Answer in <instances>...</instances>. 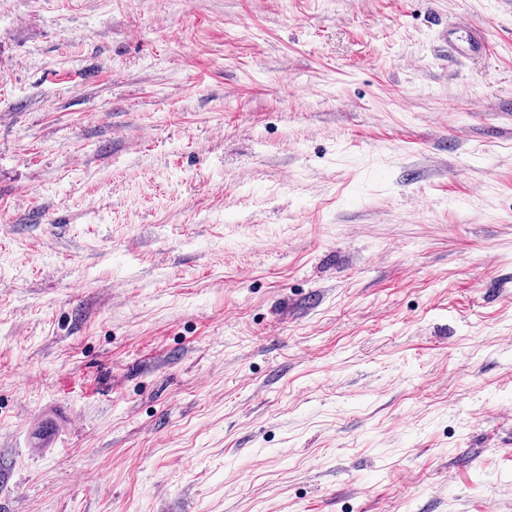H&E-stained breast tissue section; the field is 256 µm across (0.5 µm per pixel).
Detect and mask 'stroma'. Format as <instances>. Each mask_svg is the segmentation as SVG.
Here are the masks:
<instances>
[{
    "mask_svg": "<svg viewBox=\"0 0 512 512\" xmlns=\"http://www.w3.org/2000/svg\"><path fill=\"white\" fill-rule=\"evenodd\" d=\"M0 512H512V0H0ZM464 34V35H463ZM443 39L453 45L461 54H473L486 50L487 44L481 35V29L465 21H459L453 28H446Z\"/></svg>",
    "mask_w": 512,
    "mask_h": 512,
    "instance_id": "stroma-1",
    "label": "stroma"
}]
</instances>
